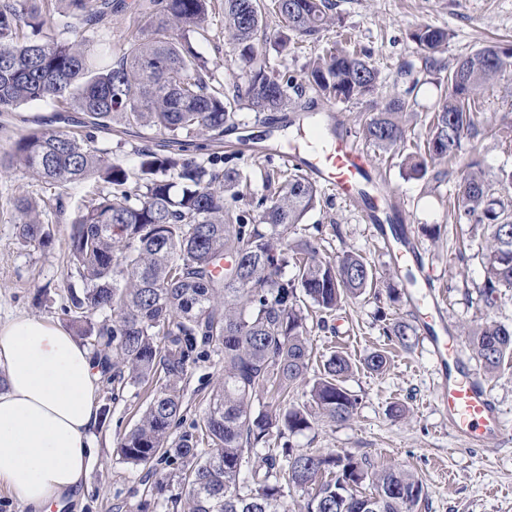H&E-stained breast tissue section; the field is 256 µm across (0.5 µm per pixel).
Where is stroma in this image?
Returning <instances> with one entry per match:
<instances>
[{
  "mask_svg": "<svg viewBox=\"0 0 512 512\" xmlns=\"http://www.w3.org/2000/svg\"><path fill=\"white\" fill-rule=\"evenodd\" d=\"M338 22L318 38L298 47L280 48L282 27L268 18L260 37L261 62L273 76L289 77L290 105L286 113L255 116L239 111L224 128V146L214 150L207 136L197 137L198 161H217L219 167H234L247 175L253 197L266 193L264 174L283 170L278 158L254 156L245 143L263 140L269 131L290 133L286 117L299 112L320 111L322 99L304 80L309 64L326 46L351 39L365 49L380 70L383 86L379 97L405 95L415 112L405 119L408 141L425 133L422 116L434 111L446 89L449 68L457 60L488 43L512 45V0H333ZM207 32L191 39L194 49L208 62L213 86L233 93L245 78L235 56L224 41L223 0H214ZM419 25L447 31L448 41L435 54L425 53L410 33ZM52 107L31 103L0 114V145L9 146L16 133L50 127ZM480 123L484 129L476 143L477 156L488 179L499 170L512 168V148L502 143L504 125L512 123V74L492 82L483 95ZM158 131L134 129L125 135L98 132V146L108 161L135 169L138 150L153 146ZM462 161L439 163L451 171L452 180L439 182L408 178L394 164L373 162V177L388 184L389 207L405 218L412 239L425 265L433 272L434 294L443 321L457 337L458 356L466 369L482 370L465 328L492 319L512 325V289L503 291L494 308H485L480 291L484 283L483 237H476L466 251L455 243L456 218L448 209V197L461 175ZM103 181H86L64 188L39 181L24 165L14 164L0 175V324L15 317H32L62 331L70 326L63 312L70 289L83 283L68 261V237L75 204L96 192L107 191ZM27 195L42 201L40 219L49 225L53 240L45 247L26 246L17 236L13 204ZM297 233L318 242L320 253L335 258L345 252L359 254L381 276L377 288L344 304L328 317L325 326L310 325L313 348L312 372L335 352L348 357L352 371L344 381L358 400L353 416L344 422L315 421L302 433L290 436L296 452H333L369 462L371 470L385 467L413 471L422 480L425 495L414 512H512V368L485 377L492 400L505 425L503 438L490 448L467 445L455 436L438 400L440 369L423 337L411 348L393 345L383 334L386 324L405 320L416 329L425 326L424 309L410 304L406 280L398 273L387 237L369 224L362 208L322 191L314 209L306 215ZM386 352L385 371L373 372L363 365L373 351ZM224 380V364L211 355L192 365L182 382L183 406L178 432L191 430L207 406V398ZM152 390L148 384H123L111 389L101 384L99 405L106 408L95 432L97 452L88 477L75 498L54 506L51 512H161L167 499L179 491L168 476L175 465L160 464L155 472L125 464L117 453L120 438L137 423ZM166 488L148 496V483Z\"/></svg>",
  "mask_w": 512,
  "mask_h": 512,
  "instance_id": "obj_1",
  "label": "stroma"
}]
</instances>
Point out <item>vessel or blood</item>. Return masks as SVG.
Returning a JSON list of instances; mask_svg holds the SVG:
<instances>
[{
	"mask_svg": "<svg viewBox=\"0 0 512 512\" xmlns=\"http://www.w3.org/2000/svg\"><path fill=\"white\" fill-rule=\"evenodd\" d=\"M295 126L297 139L273 137L270 151L285 163L301 166L310 179L325 185L338 198L368 202L366 217L375 220L385 193L369 180V157L353 145L349 134L324 133L301 115ZM426 339L437 362L447 369L439 400L450 427L470 445L493 444L504 433L501 414L477 376L460 364L454 336L445 326L436 325L428 327Z\"/></svg>",
	"mask_w": 512,
	"mask_h": 512,
	"instance_id": "b4317fda",
	"label": "vessel or blood"
}]
</instances>
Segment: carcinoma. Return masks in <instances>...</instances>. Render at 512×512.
Instances as JSON below:
<instances>
[{
	"mask_svg": "<svg viewBox=\"0 0 512 512\" xmlns=\"http://www.w3.org/2000/svg\"><path fill=\"white\" fill-rule=\"evenodd\" d=\"M212 0H141L136 31L122 53L109 39L40 37L48 20L64 31L74 22L99 32L117 0H0V112L32 102L82 113L85 133L33 129L0 151V172L23 163L50 185L98 177L109 185L76 204L69 235V262L84 283L66 310L76 333L90 340L109 383L157 379L139 421L118 446L121 459L146 467L178 460L174 474L184 496L171 499L180 512H283V485L306 491L303 512H413L424 494L414 473L384 468L368 474L351 455L294 453L283 445L285 464L268 453L263 466L248 468L251 455L311 428L318 418L350 419L358 400L343 386L350 360L334 353L313 382L307 381L312 348L302 304L331 314L345 301L377 284L364 259L345 253L320 255L310 239H295L299 224L318 201L315 182L298 172L266 176L269 193L248 208L243 175L217 169L191 154L198 135L214 140L236 111L260 115L288 109L283 83L258 62V31L268 15L298 38L331 25L330 0H224V34L246 75L233 97L210 85L207 62L190 36L205 31ZM412 39L434 53L448 33L420 26ZM512 72V47L489 45L448 70L445 97L426 124L423 139L403 159L405 174L428 179L431 168L459 158L463 143L481 135L477 109L485 87ZM306 81L334 101L373 97L380 71L363 50L333 46L318 56ZM409 102L392 97L363 122L364 141L394 155L405 145L403 118ZM119 124L165 135L156 150L140 153L135 180L119 164L104 160L93 131ZM18 235L24 244L46 246L52 234L36 200H15ZM451 206L485 240V307L501 289L512 288V169L489 181L480 162L464 165ZM295 269L283 277L288 266ZM112 312L95 326L90 317ZM384 335L402 347L417 335L395 320ZM484 371L512 367V328L486 321L467 332ZM224 359V382L213 391L192 431L173 430L182 408L180 382L204 347ZM310 385L309 401L290 398ZM277 404L255 407L263 391ZM371 479L374 492L359 487Z\"/></svg>",
	"mask_w": 512,
	"mask_h": 512,
	"instance_id": "cac0c4a2",
	"label": "carcinoma"
}]
</instances>
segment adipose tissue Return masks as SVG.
I'll list each match as a JSON object with an SVG mask.
<instances>
[{"label":"adipose tissue","mask_w":512,"mask_h":512,"mask_svg":"<svg viewBox=\"0 0 512 512\" xmlns=\"http://www.w3.org/2000/svg\"><path fill=\"white\" fill-rule=\"evenodd\" d=\"M0 369V483L28 512H50L87 477L102 363L75 336L16 317L0 325Z\"/></svg>","instance_id":"1"}]
</instances>
